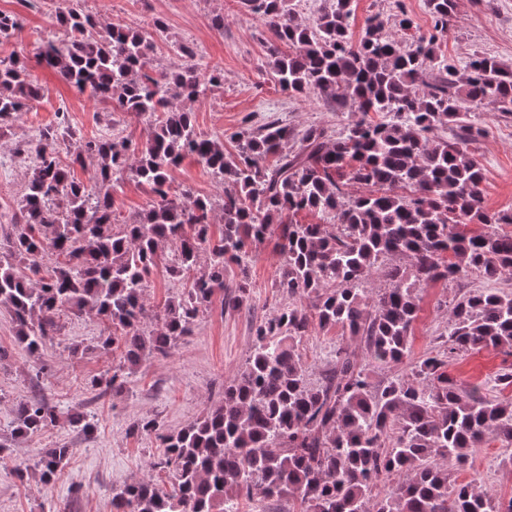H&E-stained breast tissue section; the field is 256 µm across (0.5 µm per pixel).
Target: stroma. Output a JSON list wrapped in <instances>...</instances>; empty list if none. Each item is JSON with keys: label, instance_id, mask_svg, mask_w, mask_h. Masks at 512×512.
Listing matches in <instances>:
<instances>
[{"label": "stroma", "instance_id": "obj_1", "mask_svg": "<svg viewBox=\"0 0 512 512\" xmlns=\"http://www.w3.org/2000/svg\"><path fill=\"white\" fill-rule=\"evenodd\" d=\"M87 12L103 23L152 33L154 19L167 25V38L158 42L153 66L169 69L175 57L172 43L194 48L201 74L220 70L224 83L191 103L189 109L198 130L223 141L235 152L233 133L269 120L282 121L301 130L317 125L336 132L348 121L346 110L336 108L321 95H294L283 91L266 65L265 46L271 34L261 20L247 11L240 0H84ZM53 6L49 0H0V12L17 15L20 27L9 43L0 46V56H15L28 69L44 95L21 113L10 130L0 132V212L17 208L27 180L28 166L16 153L21 133L33 134L54 124L57 111L68 114L70 125L86 138L126 135L145 141L144 117L124 112L107 120L106 109L70 87L54 72L38 65L35 52L47 32ZM406 13L414 32L431 29L427 0H353L350 32L360 38L366 20L374 14L393 18ZM223 16V28L212 19ZM443 56L457 64L480 52L512 67V0H458L448 36L440 45ZM482 133L473 142L484 180V204L492 211H512V117L496 112L490 103L479 107ZM170 187L192 189L195 195L219 201L221 187L194 158H186L170 173ZM152 196L134 176H126L114 192L118 222L133 219L147 209ZM249 277L252 283L249 307L233 310L221 298L200 314L193 331L166 357H150L135 367L121 393L97 395L91 382L119 362L118 352L102 349L99 341L107 327L92 313H66L60 329L39 356H30L18 343L9 308L0 305V443L9 451L0 458V512H114L113 490L142 480L167 481L154 464L163 454L154 435L135 431L137 422L155 418L167 431L175 432L205 414L223 396L224 385L242 370L253 350L251 326L278 310L283 300L274 287L282 260L273 242L251 246ZM190 279L171 278L164 266H156L145 290L149 315L146 328L158 324L157 313L169 297L185 292ZM477 277L458 282L438 281L420 291V311L414 325L411 348L405 363L391 368L375 362L364 345L349 341L357 361L370 369L374 383L386 381L393 372L425 357L437 346L436 338L448 324L444 302L458 299L468 289L479 287ZM340 342L339 330L313 331L299 345V354L312 381H319L334 360ZM80 354H72V346ZM512 369V353L504 350H474L451 361V377L484 385L490 394L512 398V387L496 383L499 373ZM40 395L55 405L62 419L57 426L28 439L12 434L14 409ZM81 411L94 424L91 433L69 426V413ZM67 446L70 458L52 483L40 481L32 465L42 449ZM27 468L17 479L16 467ZM478 474L485 491L501 502L512 500V454L490 443L471 459L462 479Z\"/></svg>", "mask_w": 512, "mask_h": 512}]
</instances>
